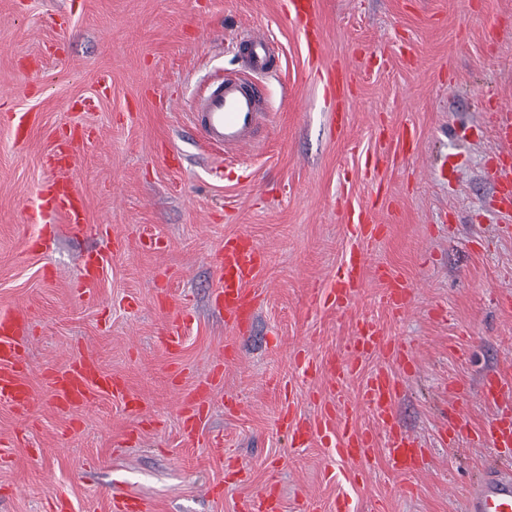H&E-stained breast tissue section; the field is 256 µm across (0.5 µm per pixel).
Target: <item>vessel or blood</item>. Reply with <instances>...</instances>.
Here are the masks:
<instances>
[{
  "label": "vessel or blood",
  "instance_id": "vessel-or-blood-1",
  "mask_svg": "<svg viewBox=\"0 0 512 512\" xmlns=\"http://www.w3.org/2000/svg\"><path fill=\"white\" fill-rule=\"evenodd\" d=\"M320 5L321 0H288V18L301 35L311 57L315 56L319 45ZM240 55L242 74L210 80L205 92L197 98L191 114L193 131L206 146L209 156L217 161L212 173L219 180L224 177L222 160L227 150L237 151L253 144L255 135L266 120L265 103L252 77L268 72L272 67L270 45L264 37L252 36L242 44ZM352 80L348 68L337 67L329 71L328 94L338 106L344 103ZM492 122L501 144L511 147L512 110L496 107ZM36 123L32 113H14V143H25ZM80 151L79 140L59 137L43 156L51 177L40 185L36 193L37 213L41 216L57 215L61 221L43 225L35 241L36 246L46 245L62 233L83 234L89 227L85 199L73 177ZM346 222L352 244L339 279L327 289L325 297L329 309L339 312L348 307L364 284V243L382 231L381 225L373 223L368 214L353 207L346 213ZM121 246V241L116 239L83 256L84 287H92L99 280ZM262 265V253L246 236L225 237L214 266L213 300L216 308L224 314L225 326L236 333L247 332L252 323L260 297L255 282ZM383 280L386 285L384 301L393 313H400L411 294L409 285L389 274L384 275ZM184 321L183 314L173 315L159 338L163 348L169 351L180 348ZM31 327L32 315L28 307L0 309V402L23 417L30 416L35 400L27 380L29 366L23 353ZM380 348L395 355L400 365H408L413 360L412 347L389 341L376 321L365 318L358 323L347 357L330 365L331 384L344 388L364 354ZM46 379L59 410L68 412L105 395L121 401L135 420L144 418L143 398L133 393L125 382L103 372L94 359L81 357L64 369L48 371ZM211 393V388L200 386L181 398L179 413L187 437L197 438L203 421V400ZM397 395L396 383L382 369L369 376L361 387V402L384 432L380 439L370 430H361L352 424L351 405L346 401L332 415L298 419L287 413L281 422L288 429L293 446L301 447L313 439H320L325 447L334 449L337 459L361 472L370 468L376 446H383L390 469L401 477L412 478L420 471L423 450L417 440L401 430L395 421L393 404ZM479 396L484 402L498 407L497 412L482 425L480 441L495 448L500 457L512 459V409L507 406L512 400V378L501 373L489 375L480 387ZM466 509L467 512H512V471L490 468L469 495Z\"/></svg>",
  "mask_w": 512,
  "mask_h": 512
}]
</instances>
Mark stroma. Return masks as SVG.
Returning <instances> with one entry per match:
<instances>
[{
	"label": "stroma",
	"mask_w": 512,
	"mask_h": 512,
	"mask_svg": "<svg viewBox=\"0 0 512 512\" xmlns=\"http://www.w3.org/2000/svg\"><path fill=\"white\" fill-rule=\"evenodd\" d=\"M286 0H0V308L33 314L26 345L35 405L29 418L0 405V439L26 433L0 465V512H47L59 495L74 512H109L113 490L154 512H238L274 488L283 512L306 497L348 498L353 512H465L490 450L450 446L444 413L471 429L495 412L479 397L487 375L512 374V212L495 207L491 170L512 172L491 113L512 108V0H321V55L308 62ZM262 35L274 67L261 78L271 123L224 170L190 130L194 92L212 71L241 70L238 42ZM354 75L344 127L332 120L323 71ZM39 114L25 145L10 117ZM414 126L413 155L394 156L395 132ZM82 141L74 178L90 225L118 226L124 246L86 292L80 260L104 235L29 246L28 219L56 135ZM460 166L442 178V163ZM386 227L365 249L364 286L341 313L323 308L351 245L347 207ZM244 233L266 255L249 333L236 334L211 298V269L226 236ZM164 241L161 251L142 240ZM383 267L414 296L400 315L382 303ZM184 312L180 352L157 337ZM411 346L412 368L382 352L361 359L344 393L314 362L345 356L360 318ZM226 361L188 441L178 403L204 382L225 343ZM90 356L145 402L135 425L119 401L57 410L43 372ZM397 382L395 416L426 450L413 483L383 456L353 474L320 441L297 448L277 424L283 404L304 417L354 402L353 423L381 433L357 402L365 378Z\"/></svg>",
	"instance_id": "obj_1"
}]
</instances>
